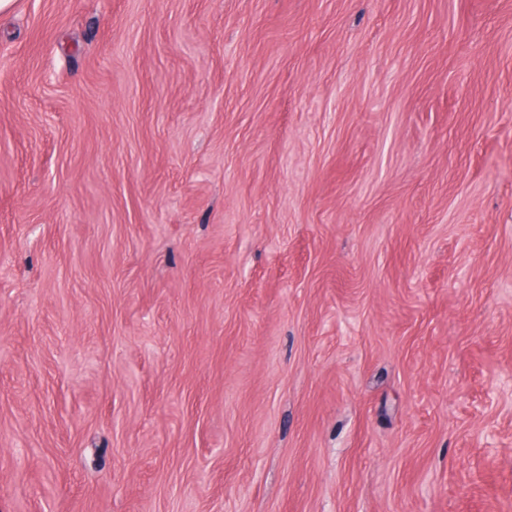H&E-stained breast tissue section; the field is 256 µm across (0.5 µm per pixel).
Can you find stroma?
<instances>
[{"instance_id":"1","label":"stroma","mask_w":512,"mask_h":512,"mask_svg":"<svg viewBox=\"0 0 512 512\" xmlns=\"http://www.w3.org/2000/svg\"><path fill=\"white\" fill-rule=\"evenodd\" d=\"M512 0H13L0 512H512Z\"/></svg>"}]
</instances>
